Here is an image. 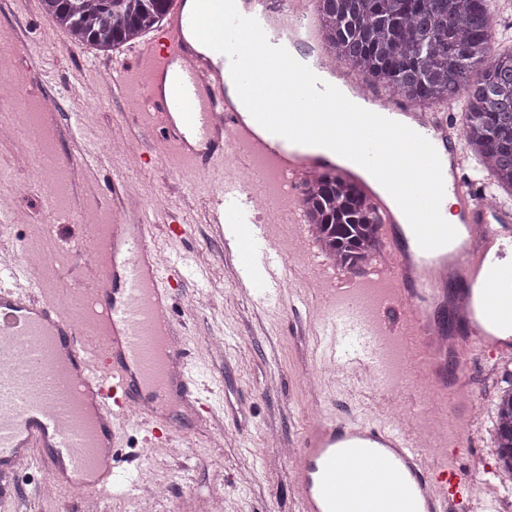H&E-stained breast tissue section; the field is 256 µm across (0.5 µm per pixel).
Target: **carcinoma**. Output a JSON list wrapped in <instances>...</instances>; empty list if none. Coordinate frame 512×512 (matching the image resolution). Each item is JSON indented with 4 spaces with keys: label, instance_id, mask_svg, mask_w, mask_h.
I'll use <instances>...</instances> for the list:
<instances>
[{
    "label": "carcinoma",
    "instance_id": "obj_1",
    "mask_svg": "<svg viewBox=\"0 0 512 512\" xmlns=\"http://www.w3.org/2000/svg\"><path fill=\"white\" fill-rule=\"evenodd\" d=\"M71 41L100 53L138 39L165 19L171 0H41ZM496 0H318L329 56L400 97L454 109L463 104L469 153L498 191L512 195V49L492 52L503 34L489 27ZM302 206L337 263L354 267L379 245L378 224L359 188L337 171L314 180ZM497 479L512 486V389L495 402Z\"/></svg>",
    "mask_w": 512,
    "mask_h": 512
}]
</instances>
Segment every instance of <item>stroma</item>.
<instances>
[{
    "label": "stroma",
    "mask_w": 512,
    "mask_h": 512,
    "mask_svg": "<svg viewBox=\"0 0 512 512\" xmlns=\"http://www.w3.org/2000/svg\"><path fill=\"white\" fill-rule=\"evenodd\" d=\"M128 51L122 45L105 56L74 47L44 13L41 0H0V68H7L19 84L28 82L36 65L50 74L41 92L55 99L58 112L67 114L72 126L71 132L57 133L54 145L56 164L69 183L80 179L71 163L76 142L94 143L111 155L127 193L146 207L159 260L185 258L195 251L209 256L205 278L190 274L185 279L193 309L183 317L185 343L201 370L199 396L213 413L200 421L183 416L176 455L152 446L139 415L131 414L118 451L140 455L131 481L164 484L165 495L152 512H180L186 506L197 512H300L291 464L281 446L296 444L307 422L322 413L367 424L406 423L407 406L381 413L368 406L363 393L392 387L416 397L420 387L388 342L381 349L375 379L323 373L307 323L308 308L298 300L305 289L324 287L322 278L310 273L290 280L273 305L260 303L242 287L236 264L224 261V246L207 222V200L220 173L198 170L171 151L160 155L150 150L149 117L125 111L127 99L140 94L145 71H128L119 86L99 78L107 57L120 59ZM89 86L99 92L101 105L84 98ZM117 139L127 143L120 155L112 152ZM37 169L36 156L0 141L5 235L19 254H75L86 242L90 218L108 203L85 190L57 199L36 179ZM174 219L182 221L183 235L169 234L167 226ZM486 364L480 356L470 361L463 371L466 396L448 411L449 432L471 441L456 463L473 469L482 480L497 466L490 440L493 399L499 389L512 386V363L491 374Z\"/></svg>",
    "instance_id": "stroma-1"
}]
</instances>
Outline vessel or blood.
Here are the masks:
<instances>
[{"label": "vessel or blood", "mask_w": 512, "mask_h": 512, "mask_svg": "<svg viewBox=\"0 0 512 512\" xmlns=\"http://www.w3.org/2000/svg\"><path fill=\"white\" fill-rule=\"evenodd\" d=\"M239 13L256 19L270 44L302 50L313 73L348 89L354 104L398 116L425 137L449 163L447 191L463 200L457 237L434 251L405 236L391 205L371 195L380 224V246L368 270L353 274L332 267V285L320 289L324 305L350 302L359 289L375 288L368 317L348 309L312 322L321 360L346 374L375 370L378 358L348 347L349 337L378 342L389 336L404 344L411 372L431 398L427 411L446 414L462 389L457 372L469 356L512 358V214L478 199L464 173L462 137L446 117L420 112L391 89L368 91L346 66H326L317 38V3L236 0ZM191 15L175 0L164 26L155 30L128 67L145 66L140 108L154 118L159 151L176 150L196 168L215 164L260 170L273 176L289 223L302 214L295 201L314 173L328 170L327 158L301 154L288 140L259 137L224 87L229 60L199 51L186 36ZM93 188L123 212L132 200L123 180L111 173L103 153L78 147ZM255 197L237 178L222 184L209 200L214 227L233 224L224 241L231 261L248 249L243 283L260 302H278L285 258L266 244L265 227L254 219ZM143 222L91 225L99 261L85 278L86 288L68 295L63 313L38 287L34 269L0 267V501L24 502L17 486L22 470L41 467L54 485L99 495L118 490L115 461H100V448H116L117 422L141 410L154 438L172 431L160 420L170 403L197 404V382L189 355L181 351L176 310L181 282L161 264ZM122 278L120 294L108 285ZM27 345L24 364L15 346ZM443 454L423 452L416 433L385 423L368 425L326 415L315 418L293 451L294 485L301 512H499L471 474L455 465L456 436L443 440Z\"/></svg>", "instance_id": "vessel-or-blood-1"}]
</instances>
